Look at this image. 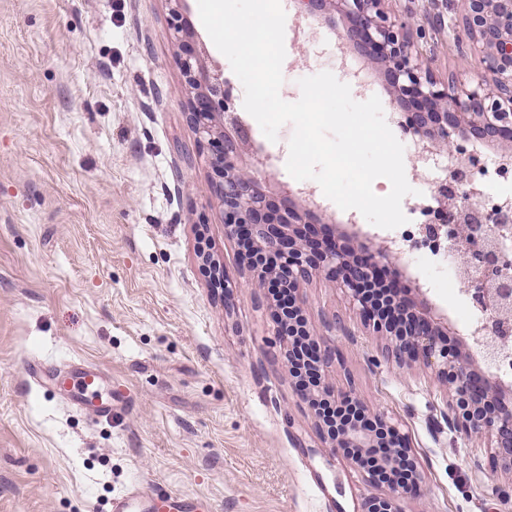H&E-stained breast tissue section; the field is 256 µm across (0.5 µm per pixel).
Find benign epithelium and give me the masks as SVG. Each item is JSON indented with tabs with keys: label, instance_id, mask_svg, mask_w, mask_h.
<instances>
[{
	"label": "benign epithelium",
	"instance_id": "7a95c632",
	"mask_svg": "<svg viewBox=\"0 0 512 512\" xmlns=\"http://www.w3.org/2000/svg\"><path fill=\"white\" fill-rule=\"evenodd\" d=\"M176 43L174 63L187 96L186 118L207 153L212 190L219 199L225 236L237 246L239 263L250 273L247 285L263 291L270 301L277 333L284 343L283 365L295 377L294 349L303 342L319 374L314 389L296 390L315 410L316 401L330 397L356 405L371 424L337 428L314 414L325 447L389 494L372 496L361 512H401L395 495H423L424 476L408 437L380 410H368L353 389H336L325 371L336 362V346L314 334L298 299L303 284L313 278L341 290L349 299L367 335L384 343L387 361L399 368L419 364L431 371L443 390L444 408L436 429L448 426L469 442L486 445L479 472L506 476L496 489L512 496V380L501 371L512 349V255L502 242L512 226V205L491 212L473 200V183L482 173V159L464 149L468 141L501 147L512 158V0H462L460 59L474 58L490 77L466 87L454 76L442 80L415 50L413 37L425 35L411 19L397 22L385 10V0H297L305 14H338L346 21L342 45L356 49L384 78L400 107L402 135L424 153L438 151L457 161L437 186L438 224L421 231L423 242L442 238L463 273L467 293L482 312L477 341L482 361L473 358L457 330L430 304L418 280L403 274L399 253L389 245L374 247L359 241L339 225L323 222L310 203L292 191L267 189L252 167L241 161L245 141L228 134L238 118L232 113L223 71L202 61L195 31L184 14V0H167ZM198 258L213 292L232 306L239 284L224 269L204 237ZM288 293V311L273 301L270 289ZM386 293L392 304L380 308L369 289ZM378 452L379 467L366 459Z\"/></svg>",
	"mask_w": 512,
	"mask_h": 512
}]
</instances>
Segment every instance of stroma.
I'll list each match as a JSON object with an SVG mask.
<instances>
[{
    "mask_svg": "<svg viewBox=\"0 0 512 512\" xmlns=\"http://www.w3.org/2000/svg\"><path fill=\"white\" fill-rule=\"evenodd\" d=\"M388 10L396 20L440 17L418 51L439 77L481 82V67L459 60L460 0H389ZM284 11L281 98L297 101L299 79L328 71L354 100L378 96L394 123L399 108L385 81L360 53L336 48L342 17L298 19L296 0H284ZM184 13L205 65L224 70L233 109L261 151L262 178L312 191L332 220L376 234L315 181L289 175L292 125L265 138L197 0ZM168 17L167 0H0V512H110L113 498L141 487L206 497L214 512H360L379 489L324 448L282 367L269 306L245 287L224 236L206 156L185 118ZM402 143L408 183L434 187L446 155L417 165L413 140ZM201 230L239 283L231 310L200 269ZM401 265L466 330L475 307L452 268L423 251ZM301 297L313 330L338 349L332 382L353 387L411 440L426 494L399 499L401 512H512V498L496 493L502 478L473 467L485 448L434 430L443 391L433 376L383 360L340 290L314 281ZM333 316L342 329L326 330ZM78 361L111 384V420L30 377Z\"/></svg>",
    "mask_w": 512,
    "mask_h": 512,
    "instance_id": "stroma-1",
    "label": "stroma"
}]
</instances>
